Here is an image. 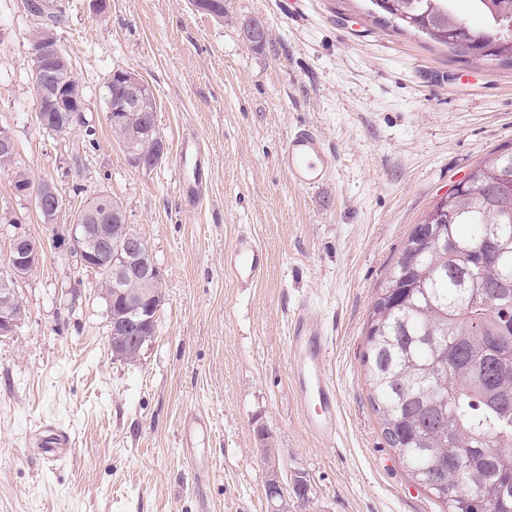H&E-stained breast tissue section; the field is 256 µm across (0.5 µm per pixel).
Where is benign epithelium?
I'll return each mask as SVG.
<instances>
[{
  "label": "benign epithelium",
  "mask_w": 512,
  "mask_h": 512,
  "mask_svg": "<svg viewBox=\"0 0 512 512\" xmlns=\"http://www.w3.org/2000/svg\"><path fill=\"white\" fill-rule=\"evenodd\" d=\"M31 57L42 64H59L69 68L66 53L61 47L53 27H40L30 36ZM113 78L125 89L123 102L109 108L105 119L112 125L126 122L124 114L134 111L148 130L155 126L154 113L139 103L146 95L148 86L138 74L130 70H119ZM69 93L62 95L60 104L65 106L62 114L64 131L72 132L83 123L87 108L83 98L82 84L69 75L65 84ZM14 156L13 136L7 130L0 131V166L5 168ZM21 196L30 199L41 211L44 223L58 234V240L68 246L80 266L107 273L99 288L110 317L109 345L113 356L128 363H135L141 351L152 342L153 337L137 332L138 324L151 311L148 301L160 308L164 302L163 274L154 262L143 257L144 246L138 237L129 232L125 214L121 209H112L99 224H79L73 210L61 196L57 185L42 181L21 190ZM43 245L25 235L14 236L13 249L6 266L0 269V337L11 336L22 325L25 310L16 285L26 279L40 265ZM139 270L140 287L130 288L129 270ZM270 512H288V500L278 477L267 484Z\"/></svg>",
  "instance_id": "7a95c632"
}]
</instances>
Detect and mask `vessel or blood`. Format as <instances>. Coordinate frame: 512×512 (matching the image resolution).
Segmentation results:
<instances>
[{"label": "vessel or blood", "mask_w": 512, "mask_h": 512, "mask_svg": "<svg viewBox=\"0 0 512 512\" xmlns=\"http://www.w3.org/2000/svg\"><path fill=\"white\" fill-rule=\"evenodd\" d=\"M280 163L296 185L315 187L329 176L334 160L321 137L312 129L302 128L289 137ZM175 168L181 195L193 203L203 199L209 190L211 162L205 159L196 135L182 137ZM224 267L239 287L250 288L264 276L268 255L257 236L244 231L225 247ZM288 349L305 426L314 436L328 437L334 428L336 393L323 372V332L317 310L310 303H303L291 320Z\"/></svg>", "instance_id": "1"}]
</instances>
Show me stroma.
Segmentation results:
<instances>
[{"instance_id":"1","label":"stroma","mask_w":512,"mask_h":512,"mask_svg":"<svg viewBox=\"0 0 512 512\" xmlns=\"http://www.w3.org/2000/svg\"><path fill=\"white\" fill-rule=\"evenodd\" d=\"M58 39L87 94L85 133L35 119L25 0H0V121L34 180L72 207L99 191L121 203L165 281L157 333L128 363L108 346L109 313L93 272L52 241L34 205L0 171V262L14 234L44 242L20 285L26 317L0 337V512H268L277 470L290 512H443L385 438L363 362L379 288L415 224L495 151L512 149V62L475 64L373 14L370 0H224V20L191 0H58ZM257 19L269 37L246 41ZM116 69L152 88L169 152L131 167L105 120ZM313 128L335 155L315 188L279 158ZM212 158L202 204L174 168L179 137ZM251 229L270 254L252 288L224 269ZM317 307L322 365L336 391L333 439L306 431L288 350L298 306ZM211 433L182 442L194 417ZM272 449L267 464L263 449ZM303 476L308 495H293Z\"/></svg>"}]
</instances>
